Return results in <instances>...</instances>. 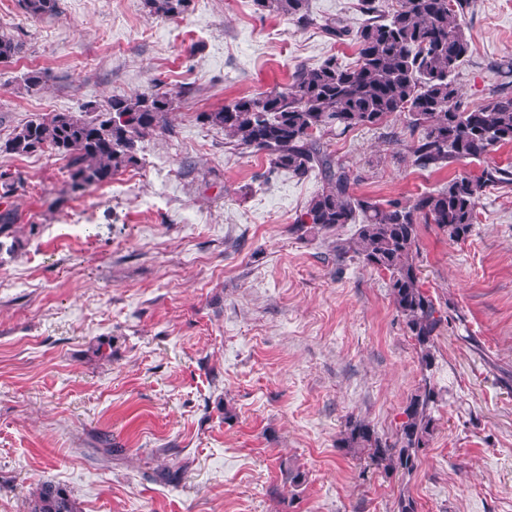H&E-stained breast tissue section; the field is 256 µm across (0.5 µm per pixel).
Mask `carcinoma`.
<instances>
[{
	"label": "carcinoma",
	"instance_id": "carcinoma-1",
	"mask_svg": "<svg viewBox=\"0 0 512 512\" xmlns=\"http://www.w3.org/2000/svg\"><path fill=\"white\" fill-rule=\"evenodd\" d=\"M192 0H144L149 13L162 19L186 16ZM311 0H253L260 14L287 17L298 25H319L334 38H352L357 49L353 66L329 56L317 67L298 68L284 90L246 95L197 120L224 131L235 150L264 154L266 174L290 170L305 175L317 170L324 186L296 220L300 236L324 233L336 257L350 254L365 268L385 277L391 303L414 341L421 373L431 370L435 340L443 316L420 286V225L435 224L453 242L473 231L480 197L489 188L512 183V171L488 167L478 177L458 174L441 186L419 194L413 202L380 203L358 196L345 166L324 150L320 137L358 127H377L402 114L415 138L408 145L415 165L443 171L468 159H484L512 144V95L500 87L482 104L470 107L456 82L468 52L464 32L468 0H397L398 8L378 13L375 0H359L367 16L357 29L342 20L313 16ZM30 19L57 13L59 0H17ZM23 42L0 31V62L21 53ZM173 94L151 91L114 96L101 113L56 112L38 115L0 144V153L24 156L46 153L66 161L69 190L81 194L140 163L138 145L168 132ZM27 183L17 172L0 168V251L12 253L18 243L17 214L11 198L25 194ZM354 226L344 238L347 225ZM437 393L424 382L407 399L403 419L390 436L364 419L351 417L338 447L360 455L385 477H413L436 430ZM281 472L290 487L306 480L300 467L283 461ZM29 512H79L71 495L51 481L41 483Z\"/></svg>",
	"mask_w": 512,
	"mask_h": 512
}]
</instances>
